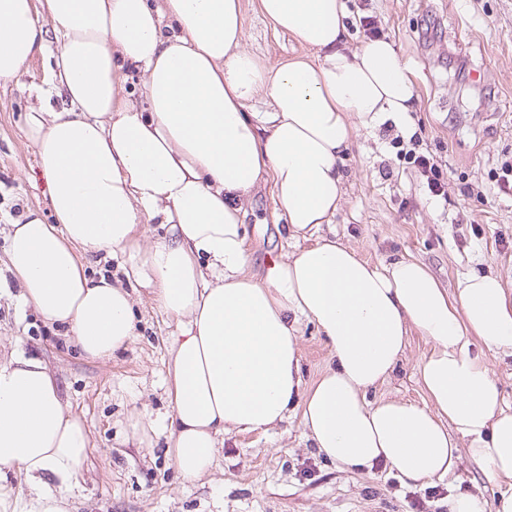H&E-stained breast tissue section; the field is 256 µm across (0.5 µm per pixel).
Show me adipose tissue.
<instances>
[{
  "instance_id": "ef3b65f1",
  "label": "adipose tissue",
  "mask_w": 512,
  "mask_h": 512,
  "mask_svg": "<svg viewBox=\"0 0 512 512\" xmlns=\"http://www.w3.org/2000/svg\"><path fill=\"white\" fill-rule=\"evenodd\" d=\"M258 10L308 55L268 67L245 51L241 0H0V86L55 51L44 105L26 118L55 221L33 212L9 235L23 304L67 326L85 357L110 359L135 336L131 294L89 277L82 259L126 255L127 277L179 323L166 389L170 458L184 480L210 474L225 435L295 415L328 460L382 463L414 486L452 476L464 437L502 488L494 512H512V408L474 349L512 354V294L477 271L451 293L416 259L373 263L321 233L360 130L411 112V70L383 38L347 49L344 0H258ZM127 65L145 75L143 101L122 93ZM55 95L67 108L52 109ZM259 96L266 111H249ZM261 186L293 250L255 276L244 204ZM146 222L169 235L144 249ZM302 320L332 348L308 387ZM414 332L430 344L418 363L428 405L369 401ZM89 443L42 359L0 365V469L31 481L22 496L0 485V512H68L37 479L72 488Z\"/></svg>"
}]
</instances>
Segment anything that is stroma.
<instances>
[{
  "instance_id": "35a3bbf8",
  "label": "stroma",
  "mask_w": 512,
  "mask_h": 512,
  "mask_svg": "<svg viewBox=\"0 0 512 512\" xmlns=\"http://www.w3.org/2000/svg\"><path fill=\"white\" fill-rule=\"evenodd\" d=\"M348 48L366 36L359 19L375 16L414 73L408 121L386 117L361 132L342 165L346 196L331 229L373 262L409 256L448 291L471 269L499 274L512 289V190L498 174L512 161V0H346ZM244 49L266 65L304 54L296 39L275 33L242 0ZM49 56L37 55L19 82L0 86V363L18 353L42 358L91 443L70 499L72 512H448L463 490L493 506L498 489L466 448L455 478L427 488L404 485L392 471L349 470L306 440L297 417L266 433L225 436L217 465L197 482L181 478L167 455L172 413L166 393L168 345L179 332L146 289L133 293L134 341L111 359L85 358L62 325H48L22 304L7 269L11 226L28 211L53 223L25 115L39 107L34 88L47 79ZM418 137L447 179V198L429 197L423 178L401 153ZM249 270L261 272L289 251L285 225L274 224L268 187L246 204ZM297 341L302 377L312 383L331 362L330 344L304 321ZM429 344L412 333L390 381L369 393L423 403L417 366ZM155 425L151 446L126 438L131 414Z\"/></svg>"
}]
</instances>
